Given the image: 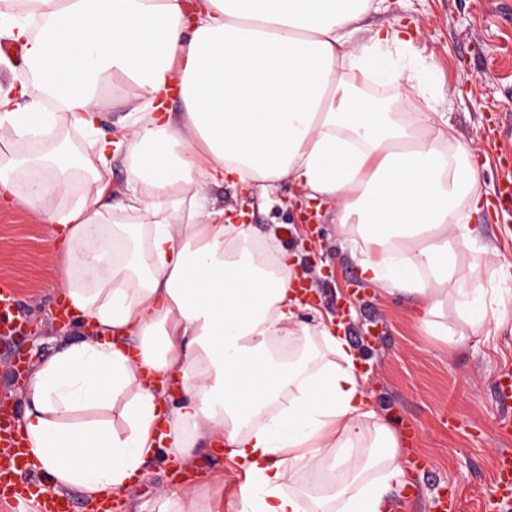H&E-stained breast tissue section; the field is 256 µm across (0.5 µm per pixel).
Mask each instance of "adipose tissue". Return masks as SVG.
Wrapping results in <instances>:
<instances>
[{"label": "adipose tissue", "instance_id": "ef3b65f1", "mask_svg": "<svg viewBox=\"0 0 512 512\" xmlns=\"http://www.w3.org/2000/svg\"><path fill=\"white\" fill-rule=\"evenodd\" d=\"M373 2L200 0L189 17L184 0H23L20 16L0 13L36 71L12 89L26 111L0 114V127L20 145L49 140L0 162V191L61 225L47 241L63 261L57 286L71 319L95 328L40 360L24 391V452L54 489L97 504L125 495L156 449L186 468L221 448L244 469L233 512H388L404 477L398 438L370 410L350 342L332 316L301 320L287 254L256 264L247 247L263 231L225 222L203 195L296 182L335 203L339 234L359 225L363 273L413 296L428 334L447 335L449 313L462 339L505 320L512 294L486 296L457 269L458 203L482 201L465 149H448L445 130L427 135L431 113L397 118L354 90L397 80L392 49L409 35L389 27L354 43ZM117 75L140 101L123 141L101 128V91ZM68 131L89 135L91 156L70 151ZM120 152L129 188L112 205ZM76 186L79 200L55 207ZM285 339L320 347L287 361ZM117 404L124 431L71 420ZM340 448L364 449L363 463ZM329 460L348 468L330 494L306 507L285 491L290 465L318 484Z\"/></svg>", "mask_w": 512, "mask_h": 512}]
</instances>
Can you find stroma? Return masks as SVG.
I'll return each instance as SVG.
<instances>
[{"label":"stroma","mask_w":512,"mask_h":512,"mask_svg":"<svg viewBox=\"0 0 512 512\" xmlns=\"http://www.w3.org/2000/svg\"><path fill=\"white\" fill-rule=\"evenodd\" d=\"M398 22L420 33L396 56L402 72L393 86L376 96L406 113L433 107L436 126L451 125L457 143L470 150L479 171L484 199L479 207L462 203L469 247L457 258L468 274L471 256L484 246L496 248L500 260L512 262V214L494 209L491 199L501 179V155L512 154V0H380L364 20L359 41L370 30ZM129 90L122 81L105 89L103 129L119 139L130 124L123 103ZM207 197L224 208L242 207L249 223L270 233L287 252L299 275L314 285L311 303L327 313L347 303L345 334L368 367L365 390L371 408L392 425L418 428L401 452L428 458V468L407 473L419 497L403 512H430L429 495L440 485L453 487L463 512H480L481 494L493 478L494 461L512 440H501L495 424L503 406L494 383L504 366H512V320L455 343L427 333L412 317L413 299L385 294L361 272L350 237L336 233L335 208L308 198L295 184L278 183L269 198L241 185L207 189ZM53 227L21 204H0V282L13 288L27 334L0 337V401L17 413L27 404L16 359L34 364L64 341L80 340L83 324L59 327L53 316L59 276L56 257L44 240ZM207 512H222L214 496L223 488L232 496L244 478L225 454L202 453L190 470ZM174 476L163 455L135 479L124 512H157L159 494Z\"/></svg>","instance_id":"35a3bbf8"}]
</instances>
